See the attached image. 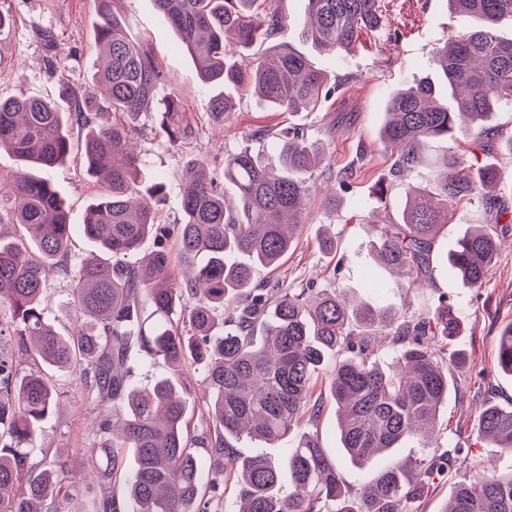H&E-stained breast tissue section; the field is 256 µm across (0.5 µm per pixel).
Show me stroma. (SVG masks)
<instances>
[{"label":"stroma","mask_w":512,"mask_h":512,"mask_svg":"<svg viewBox=\"0 0 512 512\" xmlns=\"http://www.w3.org/2000/svg\"><path fill=\"white\" fill-rule=\"evenodd\" d=\"M278 6L288 18L279 43L309 55L315 66L336 80L335 93L314 111L293 115L243 92L236 95L233 111L218 123L209 106L223 94V84L201 77L152 0H114L113 10L128 36L150 47L165 76L158 97L178 96L194 128L187 144L174 147L155 130L150 118H143L134 145L146 155L148 164L138 181L145 185L164 181L159 220L176 224L182 218L179 174L189 160H203L217 176L224 171L225 156L244 148L268 160L275 141L255 140L254 132L276 131L294 124L304 129L311 142L325 147V162L313 174L318 189L307 202L300 236L275 271H259L257 278L271 288L311 285L336 290L353 302L403 317L441 300L455 307L465 324L461 346L468 363L452 371L439 421L452 427L442 436V444L461 447L463 453L457 468L434 477L417 509L440 512L462 477L474 478L492 469L499 473L512 471V452L479 438L476 429L482 403H512V376L496 369L499 331L512 322V230L504 239L492 275L478 288L450 278L442 260L472 226L492 223V214L480 203L456 208L447 229L435 242L433 281L424 287H399L394 275L377 264L372 245L381 223L399 221V203L406 185L432 188L450 147L473 153L478 150L472 126H456L451 137L428 139L422 162L406 178L399 179L390 171L392 160L379 137L389 95L402 86L430 81L440 101L451 102L433 55L435 48L447 40L449 30L461 28L462 23L452 14L448 0H384L382 25L364 32L357 49L337 60L315 52L303 38L305 0H279ZM11 15L12 37L0 47V57L6 62L0 69L1 98L23 93L53 99L62 78L77 86L90 84L98 57L94 0H13ZM43 31L54 35L55 47H46L40 40ZM345 112L353 115V126L348 130L337 122ZM119 120V115L100 111L73 116L68 128L69 160L64 167L45 173L65 199L72 223H81L87 204L105 190L86 172L80 151L84 127ZM326 236L335 240V252L320 247V239ZM53 377L63 396L59 409L43 423L44 445L68 449L72 462L77 464L89 446L96 415L82 402L73 375L57 371ZM315 394L324 403L318 424L321 444L336 460L350 491L358 492L370 470L351 463L342 452L336 432V407L329 399L327 382H319Z\"/></svg>","instance_id":"obj_1"}]
</instances>
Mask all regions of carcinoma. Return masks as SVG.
<instances>
[{
  "label": "carcinoma",
  "mask_w": 512,
  "mask_h": 512,
  "mask_svg": "<svg viewBox=\"0 0 512 512\" xmlns=\"http://www.w3.org/2000/svg\"><path fill=\"white\" fill-rule=\"evenodd\" d=\"M100 17L97 43L107 62L92 85L76 88L60 79L59 101L22 95L0 99V151L44 169L70 156L67 111L99 106L94 88H106L112 112L136 120L158 103L166 141L180 145L192 134L181 101L156 100L163 74L151 50L129 40L113 12V0H95ZM276 0H154L162 20L200 63L207 80L224 94L213 99L217 119L235 107L234 94L252 91L267 105L289 113L311 112L330 93L327 75L287 45L265 47L288 27ZM462 19L478 26L453 32L436 49L435 62L454 96L455 109L435 96L431 84L391 93L381 139L395 151L392 173L418 161L423 142L446 136L469 122L479 146L492 132L481 125L500 99L512 97V38L498 34L512 21V0H448ZM8 0H0V44L12 34ZM303 35L318 51L350 55L360 35L382 21V0H307ZM249 52L250 65L238 57ZM135 126L92 125L82 152L88 174L106 191L86 207L80 231L96 251L73 269L64 265L73 241L69 211L51 181L15 175L0 181V218L22 227L19 242H0V512H63L73 493H87L93 512H214L224 476L236 478L238 512H408L437 465L453 466L462 449L439 445L438 419L448 400L451 367L466 365L448 353L461 335L460 321L441 300L410 319L354 304L341 294L255 282L260 268H276L292 248L310 171L320 155L303 128L275 133L276 155L261 162L242 150L224 159V182L234 202L190 161L180 173L183 219L160 224L164 183L133 199L142 155L130 144ZM501 167L448 152L436 191L406 187L401 223L386 224L374 246L378 263L418 288L432 278L431 249L448 225V205L478 201L494 209L492 224L459 238L446 256L448 274L480 286L500 249L496 224L509 210L499 207ZM157 248L141 253L143 241ZM184 261L200 257L188 274L176 269L169 239ZM64 273L73 282L76 331L61 335L42 306L47 280ZM401 346L391 367L372 359L378 331ZM335 360L330 394L342 448L365 465L414 435L429 440V456L409 466L378 468L349 500L336 460L318 434L306 433L280 460L244 455L246 437L273 444L306 420L319 421L313 386ZM152 362L165 372L139 386L135 377ZM496 367L512 374V324L499 336ZM49 369L72 373L81 397L98 410L82 469L69 455L41 451L30 462L42 422L60 393ZM201 373L208 393L199 400L201 429L191 433L184 394L190 371ZM478 434L499 448H512V407L483 406ZM288 476V492L281 491ZM442 512H512V471L463 480Z\"/></svg>",
  "instance_id": "1"
}]
</instances>
